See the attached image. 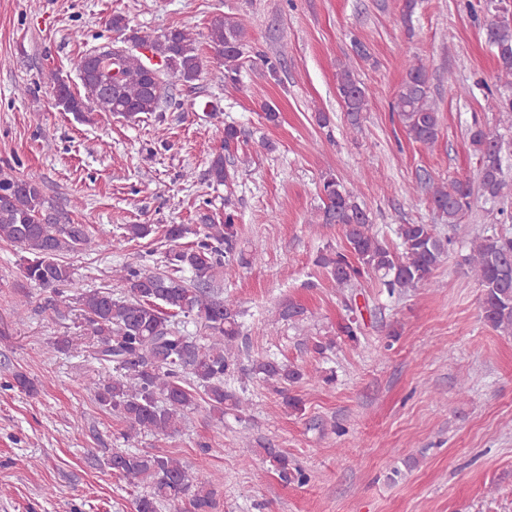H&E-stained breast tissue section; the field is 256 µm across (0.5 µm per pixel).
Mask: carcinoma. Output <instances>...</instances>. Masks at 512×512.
<instances>
[{
  "mask_svg": "<svg viewBox=\"0 0 512 512\" xmlns=\"http://www.w3.org/2000/svg\"><path fill=\"white\" fill-rule=\"evenodd\" d=\"M108 25L116 36L148 45L166 61V71L157 74L143 57L130 53L121 58L120 79L114 82L111 57L92 50L75 61L84 93L53 74L55 104L62 111L78 117L86 112L118 113L132 119L163 110L169 103L168 78L188 86L198 80L202 58L189 30L176 26L153 36L130 26L122 14L112 15ZM486 30L496 61V83L503 89L493 107L498 122L512 128V96L507 94L512 91V21L488 24ZM243 36L244 26L236 17H219L208 29L211 49L224 63V79L232 83L240 72ZM336 89L349 127L359 128L368 99L350 68L338 73ZM392 110L413 140L435 145L440 113L430 96L423 65L408 67ZM223 134L224 151L213 156L208 169L210 182L217 186H227L234 179L226 155L238 148L241 130L226 124ZM468 139L479 160L476 182L454 178L440 184L429 177L422 181L430 202L448 224L460 223L480 199L499 206L502 214L507 212L504 163L512 155V143L498 130L478 122L468 129ZM320 199L322 206L313 212L310 223L340 225L345 243L316 259L336 287L360 288L362 280L374 279L392 297L433 283L434 271L452 245V239L438 236L434 225H398L401 251L397 252L379 238L369 213L340 181L323 179ZM236 220L234 212L226 211L224 223L203 224L195 231L170 224L164 239L169 243L166 263L172 272L125 264L117 270L120 295L91 289L79 296L95 353L112 364V378L92 379L89 389L101 407L126 424L128 439L179 431L184 412L199 398L221 419L227 410L241 413L252 405L246 388L237 394L224 389V377L238 369L242 325L236 302L222 295L221 274L230 276L253 260L240 246ZM152 231L150 224H129L112 246L120 248L123 242L143 239ZM190 232L196 239L185 246L180 240ZM0 241L29 254L23 258V275L34 287L50 291L51 306L56 308L69 301L65 287L74 281L75 269L64 257L87 250L92 238L86 225L66 220L36 181L1 169ZM466 263L480 288L482 320L511 335L512 236L472 238ZM189 322L196 333L186 329ZM250 372L282 395L286 407L300 409L301 400L290 388L307 376L301 366L262 358L252 364ZM264 452L281 481L306 482V474L287 456L270 447ZM107 464L115 474L149 487V492L135 500L136 512H158L165 504L177 507L185 500L191 512H212L213 491L196 485L192 473L176 457L114 448Z\"/></svg>",
  "mask_w": 512,
  "mask_h": 512,
  "instance_id": "cac0c4a2",
  "label": "carcinoma"
}]
</instances>
